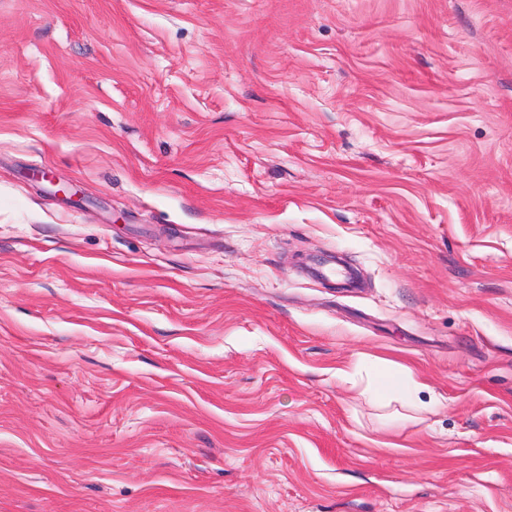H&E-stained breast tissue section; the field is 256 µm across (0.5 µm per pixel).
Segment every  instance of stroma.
<instances>
[{"label":"stroma","mask_w":512,"mask_h":512,"mask_svg":"<svg viewBox=\"0 0 512 512\" xmlns=\"http://www.w3.org/2000/svg\"><path fill=\"white\" fill-rule=\"evenodd\" d=\"M0 512H512V0H0ZM421 386V383L406 370L390 368L377 374L372 379L369 389L375 392L384 404H389L405 395L414 394ZM379 389H382V393H379Z\"/></svg>","instance_id":"1"}]
</instances>
